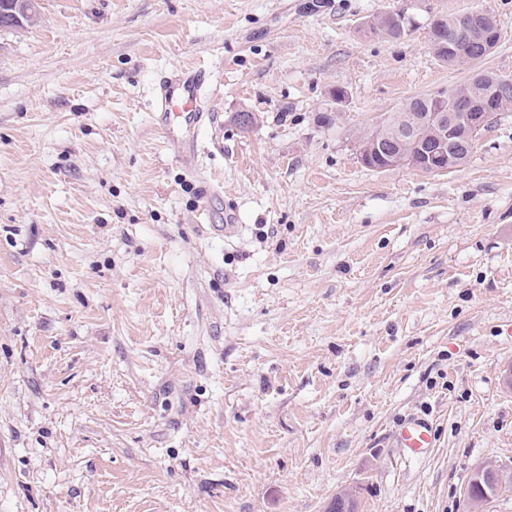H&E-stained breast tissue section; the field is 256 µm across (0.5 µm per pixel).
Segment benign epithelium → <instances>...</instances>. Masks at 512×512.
<instances>
[{
    "label": "benign epithelium",
    "mask_w": 512,
    "mask_h": 512,
    "mask_svg": "<svg viewBox=\"0 0 512 512\" xmlns=\"http://www.w3.org/2000/svg\"><path fill=\"white\" fill-rule=\"evenodd\" d=\"M36 0H14L7 24L17 25L34 15ZM408 5L389 9L363 24L365 33L388 36L389 23L402 24L409 17ZM448 39L432 38L439 50L438 59L446 60L448 44L463 39L466 49L454 50L453 61L462 62L475 56L489 55L497 45L499 32L494 17L485 10H475L456 17ZM432 111L427 113L425 124L430 132L424 150L417 158L405 155L401 145L412 134L410 103L402 104L395 113L398 125L394 131L379 125L367 130L368 138L359 139L362 164L371 161L374 154L386 155L391 166H408L431 173H443L457 168L460 158L473 151L479 135L488 125L492 113L512 110V76L502 75L489 85L473 81L461 87L438 93L431 98ZM512 485V466L496 461L478 464L469 480L466 498L469 512H487L485 506L499 497ZM327 512H356V494L342 491L327 507Z\"/></svg>",
    "instance_id": "benign-epithelium-1"
}]
</instances>
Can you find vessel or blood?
Listing matches in <instances>:
<instances>
[{"label": "vessel or blood", "instance_id": "obj_1", "mask_svg": "<svg viewBox=\"0 0 512 512\" xmlns=\"http://www.w3.org/2000/svg\"><path fill=\"white\" fill-rule=\"evenodd\" d=\"M211 77L203 66L188 68L169 74L158 80L154 96V121L165 136L169 152L179 159L187 175L199 183L202 201L198 209V221H213L211 197L214 186L198 165L197 148L201 132L213 126L214 116L204 88ZM401 448L413 458L425 457L434 445L431 423L423 418H408L398 432Z\"/></svg>", "mask_w": 512, "mask_h": 512}]
</instances>
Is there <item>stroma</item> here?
I'll list each match as a JSON object with an SVG mask.
<instances>
[{"label":"stroma","mask_w":512,"mask_h":512,"mask_svg":"<svg viewBox=\"0 0 512 512\" xmlns=\"http://www.w3.org/2000/svg\"><path fill=\"white\" fill-rule=\"evenodd\" d=\"M401 3L39 0L0 31V512H325L355 486L358 512H467L474 467L512 464V111L445 173L358 145L512 75V0H414L409 36L362 34ZM474 10L497 47L440 62L433 20ZM198 65L229 239L153 119L156 77ZM399 448L413 458H424L429 448L434 446V433L431 423L423 418H408L398 432Z\"/></svg>","instance_id":"35a3bbf8"}]
</instances>
